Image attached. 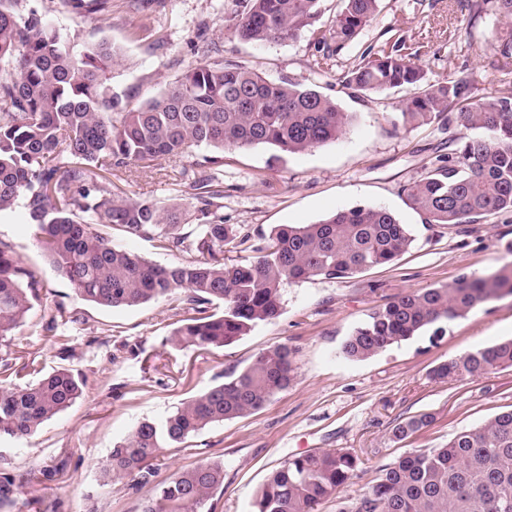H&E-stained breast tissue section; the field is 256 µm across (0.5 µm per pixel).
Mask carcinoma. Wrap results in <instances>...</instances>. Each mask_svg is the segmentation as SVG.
Instances as JSON below:
<instances>
[{
  "label": "carcinoma",
  "mask_w": 512,
  "mask_h": 512,
  "mask_svg": "<svg viewBox=\"0 0 512 512\" xmlns=\"http://www.w3.org/2000/svg\"><path fill=\"white\" fill-rule=\"evenodd\" d=\"M226 27L256 44L312 33L332 57L348 47L376 16L380 0H342L332 25L321 23L323 0H235ZM23 0H0V212L24 201L31 236L69 286L106 308L133 307L165 298L184 318L169 340L201 350L222 348L282 312L285 285L335 281L387 266L411 248L407 225L381 207L356 206L315 224L281 225L254 244L224 223V149L271 145L285 155L304 152L346 133L351 115L317 89L270 80L241 64L209 56L191 66L150 101L133 106L109 73L117 49L107 40L76 48ZM87 18L112 14V0H60ZM358 93L410 90L402 124L445 120L460 129L448 140V164L406 188L411 207L427 224H468L512 212V90L476 93L470 74L430 82L398 46H369L340 78ZM212 148L194 155L195 148ZM193 157L192 211L182 214L151 198L112 191V171L148 169L166 158ZM192 232H181V224ZM120 227L191 256L172 265L146 261L112 245ZM245 253L227 264L224 245ZM35 272L0 240V343L25 321L37 297ZM512 295V266L479 277L463 276L450 288H422L375 309L345 340L341 353L367 359L388 346ZM223 305L220 315L209 306ZM512 367V338L467 352L434 369L436 379H476ZM37 375L19 385L22 374ZM294 377L291 350L262 352L248 367L183 402L159 421L138 423L112 448L102 466L108 480L154 484L141 512H200L224 484V464L206 460L154 483L164 448L214 423L259 410ZM83 394L67 369L41 374L30 359L0 371V439H27ZM425 413L399 423L406 439L428 427ZM358 457L327 450L294 456L274 469L259 489L253 512H318L356 474ZM22 483L0 474V505ZM512 498V409L455 433L440 448L415 450L382 469L362 497L338 512H497Z\"/></svg>",
  "instance_id": "cac0c4a2"
}]
</instances>
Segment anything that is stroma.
Returning a JSON list of instances; mask_svg holds the SVG:
<instances>
[{"instance_id":"obj_1","label":"stroma","mask_w":512,"mask_h":512,"mask_svg":"<svg viewBox=\"0 0 512 512\" xmlns=\"http://www.w3.org/2000/svg\"><path fill=\"white\" fill-rule=\"evenodd\" d=\"M46 22L75 43L107 40L120 52L111 70L117 90L132 105L157 96L194 62L193 46L205 36L213 57L246 65L272 80L314 85L334 98L352 122L339 139L285 157L258 145L224 152V221L253 239L282 224H313L353 206L382 207L414 238L394 265L336 282L308 280L286 286L281 316L221 349L180 348L167 338L181 315L159 299L128 308L96 306L77 295L44 258L27 232L23 207L0 216V240L32 266L41 289L26 322L0 361L36 358L45 372L65 368L82 378L83 396L35 436L0 442V473L29 475L9 512H139L151 490L117 479L104 483L101 466L114 444L137 422L168 412L222 383L226 372L285 344L296 376L258 411L209 426L166 449L159 478L215 459L224 483L203 512H252L269 473L293 456L329 449L356 454L360 469L320 512L355 502L382 469L411 449L437 448L463 429L512 409V368L479 379L445 382L432 370L463 353L512 337V295L451 322L441 340L428 333L395 343L362 360L340 348L376 308L421 288L454 284L512 265V213L470 224H428L412 209L405 189L448 156V131L440 124L401 127L398 109L407 93L360 95L338 79L371 44H399L414 54L429 78L441 81L473 71L481 93L512 84V57L490 42L512 28L494 7L477 12L468 0H381L379 12L355 45L327 58L310 36L278 44H249L225 29L235 0H150L140 10L112 0L106 20L64 12L59 0H27ZM188 160H164L155 169L116 171V193L150 197L189 209L193 176ZM68 323L49 329L56 308ZM431 414L432 424L398 440L395 426Z\"/></svg>"}]
</instances>
